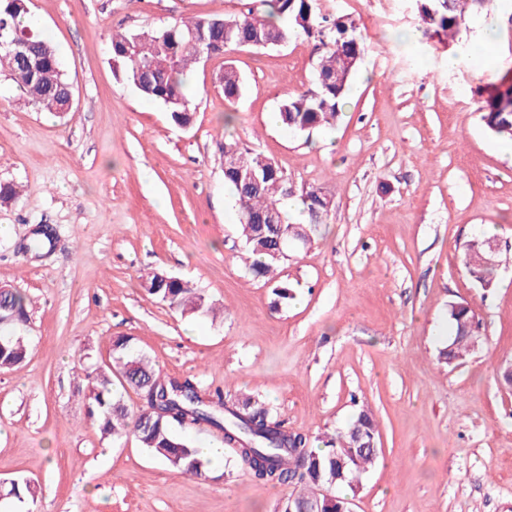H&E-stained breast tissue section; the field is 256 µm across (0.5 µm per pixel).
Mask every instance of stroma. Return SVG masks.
<instances>
[{
    "instance_id": "stroma-1",
    "label": "stroma",
    "mask_w": 512,
    "mask_h": 512,
    "mask_svg": "<svg viewBox=\"0 0 512 512\" xmlns=\"http://www.w3.org/2000/svg\"><path fill=\"white\" fill-rule=\"evenodd\" d=\"M254 0H29L75 88L64 118L35 110L0 77V285L27 298L28 356L0 371V481L37 482V502L6 512H280L291 483H262L216 428L194 443L224 450L196 479L172 471L131 435H104L88 412L86 369L107 368L131 337L166 379L202 393L265 401L321 447L369 407L380 454L354 512H512V153L481 119L479 88L512 70V0H497V64L481 49L486 14L453 36L421 31L411 0H318L352 16L366 38L336 126L296 134L267 117L312 85L323 49L299 37L231 48L186 82L192 122L115 78L114 31L140 32L199 15H236ZM413 29L414 42L397 41ZM244 79L227 102L225 63ZM233 113L225 129V113ZM275 160L297 186L323 188L334 209L308 248L272 279L250 271L224 186V137ZM51 225L50 254L24 251ZM495 225V286L461 263L463 246ZM180 278L222 305L184 316L149 295L145 276ZM288 288L293 297L278 300ZM471 306L483 327L458 365L439 361L448 307Z\"/></svg>"
}]
</instances>
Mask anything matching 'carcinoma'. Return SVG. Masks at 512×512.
<instances>
[{
  "label": "carcinoma",
  "instance_id": "obj_1",
  "mask_svg": "<svg viewBox=\"0 0 512 512\" xmlns=\"http://www.w3.org/2000/svg\"><path fill=\"white\" fill-rule=\"evenodd\" d=\"M262 10L248 9L232 16H198L179 20L156 30L114 33L111 40L115 76L133 87L142 97L160 104L179 126L192 121L191 103L185 91L190 67L227 47H269L286 44L294 37H320L327 33L328 44L318 59L312 87L288 98L279 107L282 126L293 132L326 127L336 122L349 93V83L365 51L364 38L351 16L321 13L317 0H259ZM425 32L448 34L464 20L463 5L471 12L490 9L493 0H413ZM0 32L8 43L0 48V75L11 80L28 104L41 112L58 114L68 93L74 91L55 48L44 39L28 19V0H0ZM198 38L188 45L191 36ZM224 99L241 96L243 81L239 72L224 67L219 77ZM481 110L486 127L495 134L512 138V77L509 74L486 83ZM224 155L235 156L242 165L224 170V184L233 195L245 247L254 256V276H271L288 257L276 256L275 231L260 224L271 214L283 217L284 227L300 235L299 245L312 241L314 206L324 190L308 187L291 195L284 172L271 158L244 147L229 138ZM296 201L307 216L304 224L288 215L287 203ZM257 220L252 224L247 218ZM487 236L467 242L463 262L470 274L493 286L495 266L481 267ZM147 292L168 303L184 315L215 313V308L198 288L177 277L153 272L146 277ZM451 335L439 351V359L453 364L481 341V327L473 309L457 303L448 309ZM29 318L26 297L7 288L0 291V370L11 369L27 355ZM111 368L120 374L121 385L144 392L145 407L131 415L119 392L114 390L112 373L98 372L89 393L91 414L98 417L103 434L120 437L133 434L150 454L179 474L202 478L208 463L198 456L192 441L176 428L202 424L221 430L224 442L243 448L240 465L254 479L281 483L297 480L299 489L282 503L280 512L298 510L316 498L326 486L353 487L361 480L376 455L361 445L378 440L379 431L372 413L359 409L349 424L326 440L324 448L308 447L306 435L289 431L265 404L250 397L229 402L216 393L202 398L198 385L190 379L181 382L156 375L148 360L133 352L130 340L114 344ZM335 485H329V480ZM35 482L17 478L4 486V496L19 501L36 500Z\"/></svg>",
  "mask_w": 512,
  "mask_h": 512
}]
</instances>
